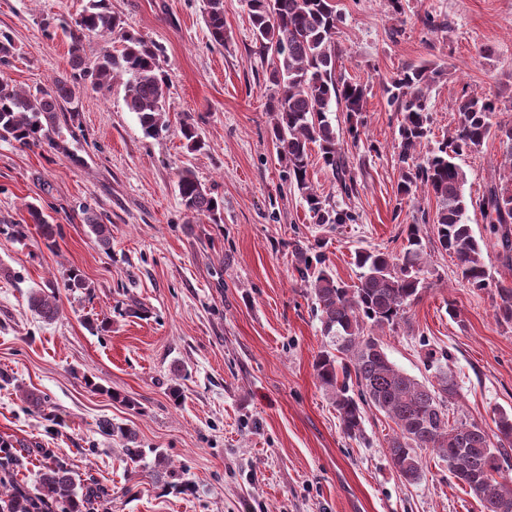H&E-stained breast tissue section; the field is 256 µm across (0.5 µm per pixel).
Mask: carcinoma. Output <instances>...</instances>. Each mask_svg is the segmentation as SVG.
Segmentation results:
<instances>
[{
    "mask_svg": "<svg viewBox=\"0 0 512 512\" xmlns=\"http://www.w3.org/2000/svg\"><path fill=\"white\" fill-rule=\"evenodd\" d=\"M248 6L254 53L271 57L273 64L268 82L276 88V95L269 100L268 112L272 142L285 161L282 180L300 195L313 223L353 224L355 214L318 193L308 178L314 147L345 196L357 192L362 172L346 157L343 142L346 137L355 145L362 140L367 87L337 71L336 30L341 15L335 0H248ZM204 14L211 41L224 45V0H204ZM120 25L109 0H88L73 29L60 23L71 41L72 67L78 71L75 79L101 86L117 75L126 77L129 111L137 115L146 136L158 138L170 129L158 48L137 34L120 30ZM111 33L118 35L120 48L92 60L83 56L86 35ZM438 77L436 68L407 65L384 86L387 105L398 114L395 149L401 199L418 191L433 196V220L423 211L420 221L405 225L406 246L400 256L381 250L355 252L361 272L353 285L337 280L322 254L296 244L301 281L309 286L322 334L334 347L318 355L316 378L348 437L361 435L367 408L384 413L395 424L386 453L400 480L411 484L422 478V451L430 449L448 462V471L479 502L482 512H512V481L503 476L512 459V414L499 413L491 432L476 422H449L448 403L457 396L449 357L430 361L436 382L421 381L389 360L376 334L399 325L423 288L428 253L421 222L434 224V247L455 257L469 287L494 289L496 318L512 322V286L494 280L488 265L491 249L512 263V125L493 121L497 107L492 100L464 92L456 99L454 131L419 155L418 148L432 134L430 92ZM74 97L75 83L68 80L55 81L50 91L31 93L1 78L0 140L25 147L56 146L58 113L63 111L62 104L72 103ZM340 104L346 112L341 129L330 118L332 109ZM180 132L188 150L202 148L194 124L182 123ZM492 135L505 145L500 166L508 170V178L490 184L482 198L481 212L495 236V241L482 243L465 219L466 175L456 159L482 147ZM177 188L188 216L203 215L220 223L221 203L191 169L179 171ZM27 210L45 241L52 243L54 225L36 205H28ZM82 215L100 246L109 247V226L87 205L82 206ZM28 307L45 322L56 319L59 286L50 283L33 291ZM99 428L102 434L119 440L128 461H140L142 449L132 428L107 419L99 421ZM35 484V496L16 484L10 485L8 492L0 490V512H34L43 504L55 505L61 512H82L86 503L104 496L95 484L78 492L71 470L57 461L42 466Z\"/></svg>",
    "mask_w": 512,
    "mask_h": 512,
    "instance_id": "carcinoma-1",
    "label": "carcinoma"
}]
</instances>
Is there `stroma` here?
<instances>
[{
	"instance_id": "obj_1",
	"label": "stroma",
	"mask_w": 512,
	"mask_h": 512,
	"mask_svg": "<svg viewBox=\"0 0 512 512\" xmlns=\"http://www.w3.org/2000/svg\"><path fill=\"white\" fill-rule=\"evenodd\" d=\"M86 3L0 0V33L13 44L0 77L32 92L71 78L70 41L45 24L74 21ZM110 3L126 30L160 50L170 130L146 137L117 79L77 83L58 148L0 140V444L15 458L14 480L34 489L42 465L61 460L76 482L106 488L89 512H480L434 451L423 453L419 482L401 483L383 413L366 410L361 437L343 433L316 379L326 339L294 248L322 241L348 283L355 250L401 253L403 227L435 201H398L397 120L383 85L408 64L440 69L430 93L436 140L454 128L464 92L495 100L497 121L512 124V0H401L398 13L388 0H336L341 70L370 88L366 137L377 146L345 147L365 163L353 197L321 163L308 170L319 193L356 212L357 223L339 226L312 224L282 181L267 112L271 61L253 53L247 0H224L220 46L203 0ZM427 13L445 27L424 29ZM187 118L204 142L196 152L181 136ZM502 153L491 138L458 160L467 222L484 240L491 226L478 201ZM184 167L223 199L221 223L186 215L176 186ZM30 202L55 225L54 247L31 223ZM86 204L109 224L110 249L83 223ZM72 270L84 289L64 288ZM425 278L405 321L384 330L385 351L422 381L433 376L429 355L449 354L450 420L493 428L498 412L512 413V323L496 319L493 290L468 287L448 253L432 252ZM51 281L60 313L47 323L27 298ZM26 389L46 397L43 412L25 410ZM104 417L134 429L142 462L99 433ZM159 456L168 473L150 477Z\"/></svg>"
}]
</instances>
